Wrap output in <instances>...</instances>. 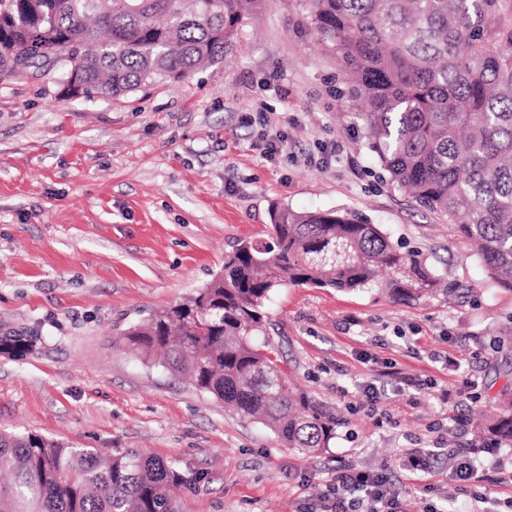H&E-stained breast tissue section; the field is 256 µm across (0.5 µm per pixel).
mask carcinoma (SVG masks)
Masks as SVG:
<instances>
[{
  "label": "carcinoma",
  "instance_id": "cac0c4a2",
  "mask_svg": "<svg viewBox=\"0 0 512 512\" xmlns=\"http://www.w3.org/2000/svg\"><path fill=\"white\" fill-rule=\"evenodd\" d=\"M312 30L337 55L368 146L391 182L447 216L494 284L512 290V0H304ZM259 0H0V78L82 60L86 97L180 82L236 50ZM268 243L243 240L195 295L129 328V347L187 377L288 448L316 455L342 416L294 385L266 339L278 288L356 290L376 281L405 303L455 289L367 219L276 205ZM22 355L25 340H0ZM512 443V392L476 425ZM0 512H180L190 484L139 451L103 455L40 434L0 431Z\"/></svg>",
  "mask_w": 512,
  "mask_h": 512
}]
</instances>
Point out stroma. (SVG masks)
Listing matches in <instances>:
<instances>
[{
	"label": "stroma",
	"instance_id": "1",
	"mask_svg": "<svg viewBox=\"0 0 512 512\" xmlns=\"http://www.w3.org/2000/svg\"><path fill=\"white\" fill-rule=\"evenodd\" d=\"M60 90L55 70L0 80V336L31 344L0 352V429L174 462L191 480L184 512H311L343 463L388 473L410 512H477L480 484L453 466L474 417L512 389V290L446 217L391 184L301 0H261L237 53L180 83L118 98ZM265 126L288 133L273 162L255 148ZM323 145L336 148L325 164ZM276 203L362 214L456 289L413 304L375 286L275 291L267 333L284 370L344 418L319 455L124 339L206 285L239 240L267 241ZM436 447L426 481L402 469L405 453Z\"/></svg>",
	"mask_w": 512,
	"mask_h": 512
}]
</instances>
